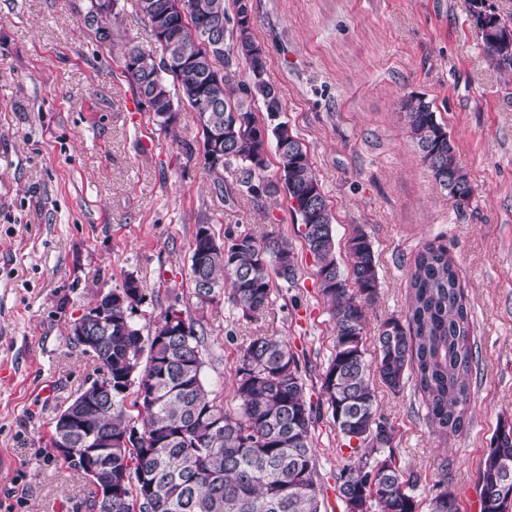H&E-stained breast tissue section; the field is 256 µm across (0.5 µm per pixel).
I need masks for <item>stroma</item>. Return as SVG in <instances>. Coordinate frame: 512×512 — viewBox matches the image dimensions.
I'll return each mask as SVG.
<instances>
[{
	"mask_svg": "<svg viewBox=\"0 0 512 512\" xmlns=\"http://www.w3.org/2000/svg\"><path fill=\"white\" fill-rule=\"evenodd\" d=\"M88 0H0V512H91L95 488L49 446L58 413L99 375L69 339L102 291L136 277L144 334L169 306L194 311L189 279L196 225L216 234L278 231L302 277L272 289L258 318L227 297L204 311L203 378L235 408L238 358L250 337L276 336L294 353L316 416L314 448L326 505L354 458L321 398L333 350L327 305L313 276L300 219L285 196L257 207L225 201L201 157L198 117L181 106L161 129L123 74L121 48L154 47L137 0H119L113 43L82 22ZM252 34L277 88L281 120L309 152L334 217L337 247L354 228L379 265L366 308V357L390 316L405 317L409 272L427 243L453 259L470 308L476 365L462 434L434 433L414 381L377 385V413L394 432L397 467L417 477L419 512L451 490L461 512H480V462L512 422V73L494 67L468 21L467 0H248ZM431 102L474 187L459 207L423 164L402 104ZM51 395H44V388Z\"/></svg>",
	"mask_w": 512,
	"mask_h": 512,
	"instance_id": "obj_1",
	"label": "stroma"
}]
</instances>
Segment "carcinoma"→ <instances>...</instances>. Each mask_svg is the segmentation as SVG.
<instances>
[{
  "mask_svg": "<svg viewBox=\"0 0 512 512\" xmlns=\"http://www.w3.org/2000/svg\"><path fill=\"white\" fill-rule=\"evenodd\" d=\"M150 26L162 23L171 0H138ZM189 22L209 25L217 36L206 53L191 40L188 25L167 27L157 49L132 45L124 65L140 103H149L159 125L177 120L186 104L199 120L224 138L221 160L206 144L184 143L185 152L202 153L212 172L234 175L258 206L279 193L299 216L305 247L313 256L314 276L334 324V346L322 375L321 390L336 430L364 449L360 460L376 469V487L365 488L361 466L349 465L339 477L338 497L345 512L358 499L378 512H417L410 493L415 480L396 466L393 429L376 421L371 367L365 359L366 307L378 297L380 281L374 249L358 228L345 244L347 270L336 256L333 215L313 172L307 147L288 123L270 125L259 118L247 97L262 100L267 117L282 112L276 88L265 78V60L252 23L231 24L227 0H189ZM89 0L85 27L101 43L112 39V21L120 10L102 16ZM488 0H468L469 20L481 29ZM490 62L512 71V40L481 39ZM245 63L249 84L240 93L229 86L232 68ZM406 124L422 162L458 207L469 203L474 188L460 165L447 126L430 102L412 97L402 105ZM274 143L278 177H266L267 145ZM300 267L288 237L270 232L262 239L241 231L219 240L210 224H198L190 256L192 297L197 308L212 304L224 285L243 317L253 319L269 304L273 279L294 285ZM410 302L405 319L387 318L378 328L380 358L376 373L389 389H402L411 372L422 393L427 416L442 438L467 425L473 375L471 318L448 249L426 244L410 271ZM144 300L139 280L125 279L112 289L110 323L93 329L96 343L83 351L101 365L99 382L112 392L85 400L82 390L64 411L76 409L84 429L70 433L73 448L84 447L88 433L112 438V505L104 512H321L311 405L298 362L276 336H254L243 350L234 395L237 410L227 412L205 389L202 320L183 310L165 311L152 335L143 336L133 315ZM142 415L136 426L132 412ZM480 512H512V423L498 425L480 463ZM430 512H460L455 495L445 490L430 502Z\"/></svg>",
  "mask_w": 512,
  "mask_h": 512,
  "instance_id": "cac0c4a2",
  "label": "carcinoma"
}]
</instances>
